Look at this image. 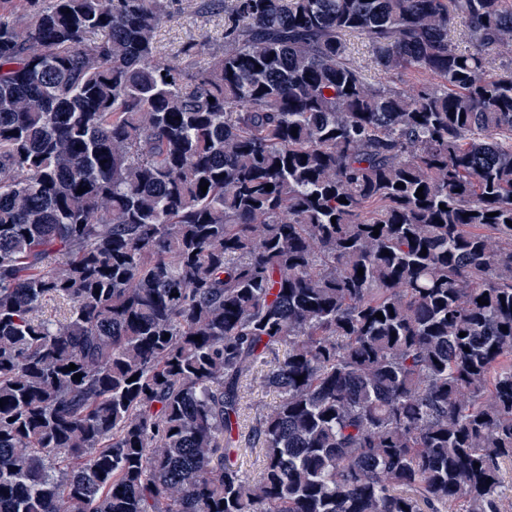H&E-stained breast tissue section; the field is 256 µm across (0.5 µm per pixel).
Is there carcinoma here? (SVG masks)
<instances>
[{
    "label": "carcinoma",
    "mask_w": 512,
    "mask_h": 512,
    "mask_svg": "<svg viewBox=\"0 0 512 512\" xmlns=\"http://www.w3.org/2000/svg\"><path fill=\"white\" fill-rule=\"evenodd\" d=\"M172 2L0 0V512H499L512 0ZM200 0L173 2L171 14L159 27L156 42L160 56L167 60L183 61L182 48L190 41L204 43L205 50L196 58L203 64L207 53L224 47V15L197 12ZM350 56L353 62L361 66L366 76L375 83L406 85L413 82L418 72L409 71L402 74H385L377 69L369 43L362 36L351 35L348 38ZM278 399L276 392L261 389L258 383L248 384L244 392V403L247 407L245 410L246 427L251 425L255 416L266 411L267 407L274 405Z\"/></svg>",
    "instance_id": "1"
}]
</instances>
